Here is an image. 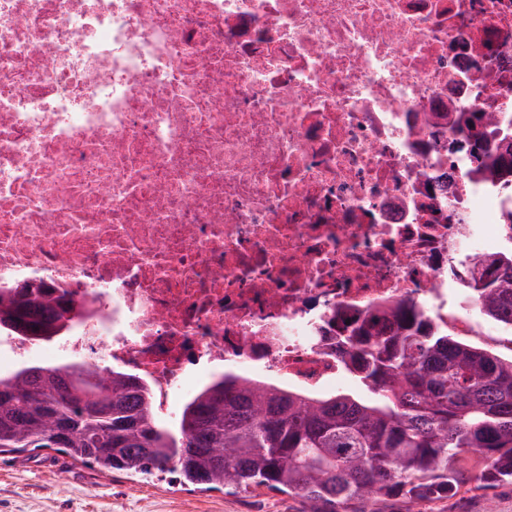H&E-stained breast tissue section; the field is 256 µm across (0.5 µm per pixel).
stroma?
Wrapping results in <instances>:
<instances>
[{"instance_id":"obj_1","label":"stroma","mask_w":512,"mask_h":512,"mask_svg":"<svg viewBox=\"0 0 512 512\" xmlns=\"http://www.w3.org/2000/svg\"><path fill=\"white\" fill-rule=\"evenodd\" d=\"M301 499L263 491H200L175 482L104 474L50 448L0 453V512H302ZM426 512H512V485L476 489L428 505Z\"/></svg>"}]
</instances>
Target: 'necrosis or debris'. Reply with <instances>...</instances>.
I'll use <instances>...</instances> for the list:
<instances>
[{
  "label": "necrosis or debris",
  "mask_w": 512,
  "mask_h": 512,
  "mask_svg": "<svg viewBox=\"0 0 512 512\" xmlns=\"http://www.w3.org/2000/svg\"><path fill=\"white\" fill-rule=\"evenodd\" d=\"M512 0H0V298L81 311L33 355L310 394L346 322L410 300L488 341L512 251ZM479 312L500 327V336H512V252L490 262L475 285Z\"/></svg>",
  "instance_id": "1"
}]
</instances>
